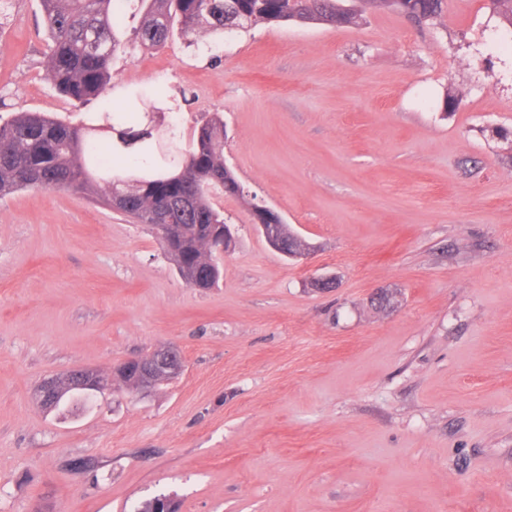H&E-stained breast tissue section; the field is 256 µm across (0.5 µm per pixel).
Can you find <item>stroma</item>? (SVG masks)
Returning a JSON list of instances; mask_svg holds the SVG:
<instances>
[{"mask_svg":"<svg viewBox=\"0 0 512 512\" xmlns=\"http://www.w3.org/2000/svg\"><path fill=\"white\" fill-rule=\"evenodd\" d=\"M8 12L0 117L101 111L48 79L39 0ZM511 34L487 0H446L431 24L380 11L119 54L113 109L164 112L183 147L223 113L246 194L212 202L234 247L192 288L150 225L74 192L0 198V512L159 494L179 512H512V51L491 47ZM251 195L307 260L269 246ZM161 346L178 377L145 396L114 380ZM77 368L103 392L47 411L36 387ZM253 203H255L257 207H261L262 210L264 211L257 212V219H255V222L258 223L256 224V226L259 227L261 233L263 234L271 248L287 257H293V255L289 253L288 250V248L291 247V242H286L282 239L276 238L274 234H270V228L273 227L275 224H281V232L287 238L295 237L293 241L295 251H305L307 250V248H309L308 245L300 237H298L297 235L293 234L290 231L291 229L288 227V224H286L284 218L281 216V214H279V212H277L276 210H274L273 208H271L270 206L266 205L263 202ZM266 216H268L269 218L268 221H265ZM264 221L267 224H261V222Z\"/></svg>","mask_w":512,"mask_h":512,"instance_id":"obj_1","label":"stroma"}]
</instances>
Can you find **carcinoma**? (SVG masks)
<instances>
[{
  "instance_id": "cac0c4a2",
  "label": "carcinoma",
  "mask_w": 512,
  "mask_h": 512,
  "mask_svg": "<svg viewBox=\"0 0 512 512\" xmlns=\"http://www.w3.org/2000/svg\"><path fill=\"white\" fill-rule=\"evenodd\" d=\"M143 14L132 40L161 47L174 32L222 35L262 23L352 24L362 12L397 10L418 24L432 23L444 0H40L48 36V76L57 91L81 105L105 101L112 60L124 46L117 20L129 2ZM493 13L512 27V0H489ZM173 133L165 113L135 109L99 123L75 125L44 112H19L0 121V197L26 189L70 191L95 199L140 224H168L176 241L166 250L180 277L192 288H211L222 274V257L205 245L212 226L224 223L210 193L232 194L239 185L224 163V117L212 113L195 132L184 161L159 150ZM257 219L281 225L295 250L308 245L293 236L284 218L263 202Z\"/></svg>"
}]
</instances>
